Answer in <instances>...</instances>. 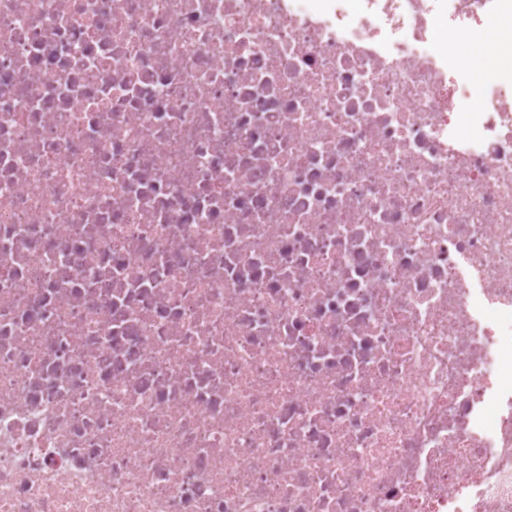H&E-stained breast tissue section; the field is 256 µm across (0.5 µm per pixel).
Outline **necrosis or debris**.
<instances>
[{
	"label": "necrosis or debris",
	"instance_id": "4bbe7bcc",
	"mask_svg": "<svg viewBox=\"0 0 512 512\" xmlns=\"http://www.w3.org/2000/svg\"><path fill=\"white\" fill-rule=\"evenodd\" d=\"M508 15L0 0V512H512Z\"/></svg>",
	"mask_w": 512,
	"mask_h": 512
}]
</instances>
